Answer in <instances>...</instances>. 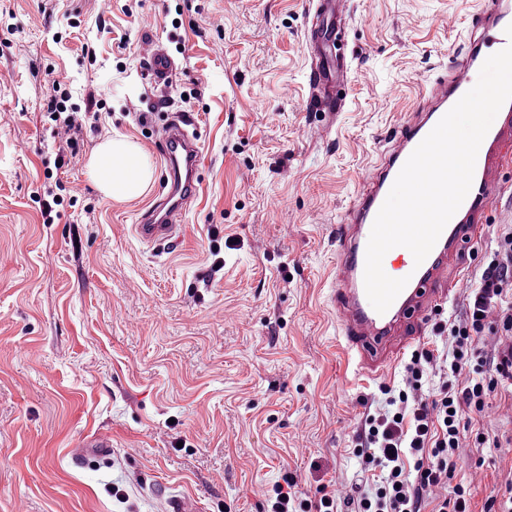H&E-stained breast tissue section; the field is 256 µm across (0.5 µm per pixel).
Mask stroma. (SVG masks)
Returning <instances> with one entry per match:
<instances>
[{
	"mask_svg": "<svg viewBox=\"0 0 512 512\" xmlns=\"http://www.w3.org/2000/svg\"><path fill=\"white\" fill-rule=\"evenodd\" d=\"M491 2L348 0L345 104L322 112L311 0H0V512H169L173 495L264 512L286 473L301 497L366 483L355 437L404 365L373 376L341 349L335 229ZM153 41L174 62L161 84ZM59 82L82 116L70 142L43 110ZM172 121L199 134L201 186L182 233L148 245L133 226ZM114 137L149 158L142 197L108 201L89 177ZM501 179L468 258L448 261L445 315L512 226V165ZM462 423L512 438V395ZM96 432L111 449L75 462ZM457 472L484 512L512 462L468 439Z\"/></svg>",
	"mask_w": 512,
	"mask_h": 512,
	"instance_id": "obj_1",
	"label": "stroma"
}]
</instances>
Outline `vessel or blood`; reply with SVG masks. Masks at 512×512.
I'll return each mask as SVG.
<instances>
[{
	"label": "vessel or blood",
	"mask_w": 512,
	"mask_h": 512,
	"mask_svg": "<svg viewBox=\"0 0 512 512\" xmlns=\"http://www.w3.org/2000/svg\"><path fill=\"white\" fill-rule=\"evenodd\" d=\"M345 3L346 0H315L322 28L315 40L316 63L310 82L319 106L328 112L339 111L344 104L347 70L337 64L335 46L342 34L336 20ZM510 45L512 0H497L495 13L482 37L473 40L454 69L433 87L435 106L402 128L391 152L371 173L366 190L353 206L349 223L336 227V312L345 347L360 368L378 375L386 371L393 358L389 349L393 331L401 330V343H408L413 338V329L424 325L429 313L443 307L447 300V291L441 286L443 261L449 256H465L478 236L477 219L492 204L497 191L492 164L512 160V137L505 127L506 118L512 114V101L502 106L485 135L477 153L471 189L428 256L418 264L407 248L389 250L383 258L384 270H391L394 261L405 259L410 280L385 313H378L371 305L364 283L367 244L374 220L394 181L420 142L474 87L473 73L483 65L489 50L500 51ZM172 70L170 57L160 49H151L149 76L163 82ZM160 145L166 164L165 190L134 226L136 235L149 243L176 236L200 185L201 154L194 136L175 125L166 131Z\"/></svg>",
	"instance_id": "b4317fda"
}]
</instances>
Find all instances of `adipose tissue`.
Returning <instances> with one entry per match:
<instances>
[{
    "instance_id": "obj_1",
    "label": "adipose tissue",
    "mask_w": 512,
    "mask_h": 512,
    "mask_svg": "<svg viewBox=\"0 0 512 512\" xmlns=\"http://www.w3.org/2000/svg\"><path fill=\"white\" fill-rule=\"evenodd\" d=\"M89 174L105 199L123 201L141 196L153 171L138 146L123 139H111L94 150Z\"/></svg>"
}]
</instances>
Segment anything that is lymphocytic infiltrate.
<instances>
[{
  "label": "lymphocytic infiltrate",
  "instance_id": "obj_1",
  "mask_svg": "<svg viewBox=\"0 0 512 512\" xmlns=\"http://www.w3.org/2000/svg\"><path fill=\"white\" fill-rule=\"evenodd\" d=\"M462 316L439 320L436 347L413 351L402 385L382 387V406L366 414L354 454L373 474L368 490L325 485L297 497L282 484L267 512H471V488L455 479L464 412L482 413L499 387L512 385V229L468 287Z\"/></svg>",
  "mask_w": 512,
  "mask_h": 512
}]
</instances>
